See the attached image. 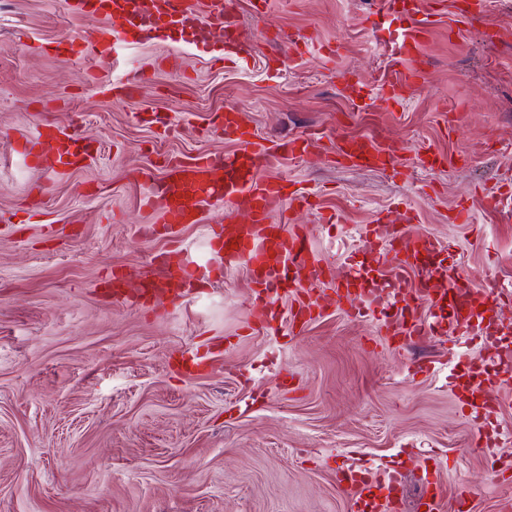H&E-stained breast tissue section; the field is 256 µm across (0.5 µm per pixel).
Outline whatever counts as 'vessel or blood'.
I'll return each instance as SVG.
<instances>
[{"label":"vessel or blood","mask_w":512,"mask_h":512,"mask_svg":"<svg viewBox=\"0 0 512 512\" xmlns=\"http://www.w3.org/2000/svg\"><path fill=\"white\" fill-rule=\"evenodd\" d=\"M234 5L235 0H103L105 27L82 42L69 35L62 41L73 54L109 55L126 41L128 27L135 25L140 8L147 6L159 28L195 25L222 29L226 50L238 55L250 51L253 40L238 24ZM426 33V28L416 24L405 27L398 53L412 58V65L400 70L385 68L375 75L382 107L403 102L425 81V63L415 52ZM219 128L237 142V149L224 154L165 157L163 175L152 182L143 197L144 205L155 213L157 223L168 226L201 223L209 206L223 203L224 218L213 233L211 248L223 260L225 270L247 271L254 285L255 329L265 330L277 319L276 300L282 294L293 299L290 325L308 323L318 307L313 292L327 283L328 271L304 228L274 220L275 213L298 203V196L288 194L281 179L262 177L260 171L283 156L311 155L314 137L303 134L286 142H266L239 111L224 113ZM22 152L38 165L64 170L79 166L90 155L76 129L57 126L26 143ZM335 156L353 168L384 171L393 167L398 149L372 139L343 137L336 143ZM360 238L369 260L352 267L343 283L337 284L338 298L358 296L365 314L379 313V298L365 283L378 276L389 278L395 288L394 333L407 342L439 336L447 329L462 335L471 330L473 320L483 322L480 352L462 357L460 368L448 375V387L468 412L478 448L495 453L512 440V431L500 425V407L486 399L483 391L512 380V361L501 356L504 340L512 338V327L495 315L497 303L512 302V290L491 276L475 289L456 271L437 265L438 242L419 231L410 212L400 213L388 224L366 227ZM158 268L160 285L168 289L205 276L201 267L188 262L176 248L161 255ZM343 479L354 489L348 512H401L400 467L380 473L363 465L345 472ZM450 496L460 507L472 500L467 482L451 491L437 473H426L418 499L426 512H443Z\"/></svg>","instance_id":"1"}]
</instances>
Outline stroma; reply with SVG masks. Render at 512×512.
<instances>
[{
	"label": "stroma",
	"mask_w": 512,
	"mask_h": 512,
	"mask_svg": "<svg viewBox=\"0 0 512 512\" xmlns=\"http://www.w3.org/2000/svg\"><path fill=\"white\" fill-rule=\"evenodd\" d=\"M420 17L427 80L392 110L357 112L346 82H368L411 21L378 0H239L252 57L222 62L217 33L204 47L187 30L135 31L115 57L88 64L89 82L60 38L89 36L103 17L64 0H0V512H346L336 475L355 459L402 461L404 512H417L431 470L451 489L466 481L474 512H512V484L496 482V460L476 450L443 371L415 369L478 353L479 336L400 347L328 290L304 327L256 335L246 270L225 273L210 248L222 209L170 236L142 233L155 215L140 203L141 171L158 178L165 156L235 150L211 121L238 109L261 136L319 137L322 161L285 159L263 173L308 193L293 220L333 276L365 262L360 228L407 208L472 287L488 274L512 285V209L483 197L512 195V0H487L474 24L453 0ZM311 32L316 42H301ZM135 68L150 80L134 98L105 89ZM446 105L463 115L456 129ZM44 120L78 129L92 158L36 166L19 147ZM342 136L400 146L404 173L337 165ZM424 150L445 164L420 169ZM464 201L471 221L452 223ZM327 212L337 222L324 223ZM175 238L212 268L185 298L144 311L105 294L112 270L150 275ZM190 354L210 369L176 374Z\"/></svg>",
	"instance_id": "1"
}]
</instances>
